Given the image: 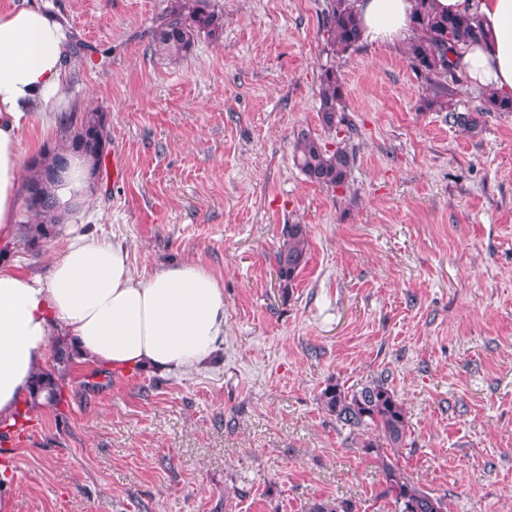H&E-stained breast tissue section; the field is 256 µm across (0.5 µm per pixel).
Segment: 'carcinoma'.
I'll list each match as a JSON object with an SVG mask.
<instances>
[{"instance_id":"obj_1","label":"carcinoma","mask_w":512,"mask_h":512,"mask_svg":"<svg viewBox=\"0 0 512 512\" xmlns=\"http://www.w3.org/2000/svg\"><path fill=\"white\" fill-rule=\"evenodd\" d=\"M178 6L166 13L153 31L154 48L174 59L186 57L195 39L204 34L217 41L224 21L210 0H177ZM325 27L333 51L345 53L363 39L354 0H328ZM412 36L404 46L410 67L427 83L423 98L427 110L448 112V121L466 133L480 126V116L490 112L512 113V95L481 92L482 107L476 113L458 112L453 108L452 85L460 82L462 50L472 42L485 38L475 17L450 15L435 7L434 0H417L410 21ZM345 86L336 68L321 75L318 112L324 127L332 130L339 123L343 109ZM107 142L106 115L94 109L82 115L80 124L63 132L61 146L46 151L33 162V173L26 182L25 206L31 221L24 225L23 239L32 246L53 235L60 220L56 215L53 183L55 170L66 156L87 160L95 170L101 163ZM294 165L313 184L339 188L347 183L354 156L346 148L333 149L308 129H301L292 140ZM309 229L306 224H286L282 243L276 253L277 275L284 289L292 287L299 272L308 263ZM79 358L74 348L61 338L54 341L51 364L35 374L33 388L26 398V411L41 407H57L62 403V382ZM323 409L349 434L358 440L365 453L381 462L386 478L383 496L391 512H446L442 498L434 496L414 483L396 464L391 453L402 447L408 431L402 402L384 379H373L359 388L338 382L328 384L320 393ZM305 512H356L349 499L316 500Z\"/></svg>"}]
</instances>
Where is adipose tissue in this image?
I'll list each match as a JSON object with an SVG mask.
<instances>
[{"mask_svg": "<svg viewBox=\"0 0 512 512\" xmlns=\"http://www.w3.org/2000/svg\"><path fill=\"white\" fill-rule=\"evenodd\" d=\"M438 10L477 17L486 34L468 46L462 66L469 87L512 94V0H436ZM415 0H357L363 36L377 46L408 37ZM65 37L37 7L0 12V242L18 235L23 188L19 131L47 110L64 86ZM57 212L63 219L88 204L87 162L62 170ZM66 337L81 359L107 368L184 372L199 368L224 342V290L192 262L134 274L126 249L83 234L67 237L38 277L0 270V423L15 412L52 351Z\"/></svg>", "mask_w": 512, "mask_h": 512, "instance_id": "1", "label": "adipose tissue"}]
</instances>
